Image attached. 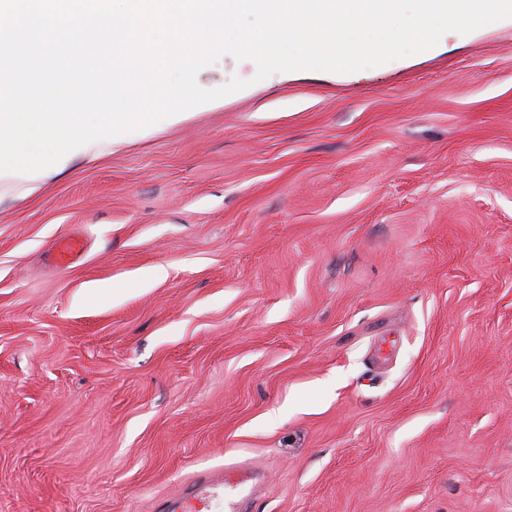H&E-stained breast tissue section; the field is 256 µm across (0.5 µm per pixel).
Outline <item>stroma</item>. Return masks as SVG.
I'll use <instances>...</instances> for the list:
<instances>
[{
  "label": "stroma",
  "instance_id": "stroma-1",
  "mask_svg": "<svg viewBox=\"0 0 512 512\" xmlns=\"http://www.w3.org/2000/svg\"><path fill=\"white\" fill-rule=\"evenodd\" d=\"M255 74L0 199V512H512V19ZM84 250V243L76 237H65L58 240L55 244V257L57 263L65 265L71 263V260L78 257Z\"/></svg>",
  "mask_w": 512,
  "mask_h": 512
}]
</instances>
